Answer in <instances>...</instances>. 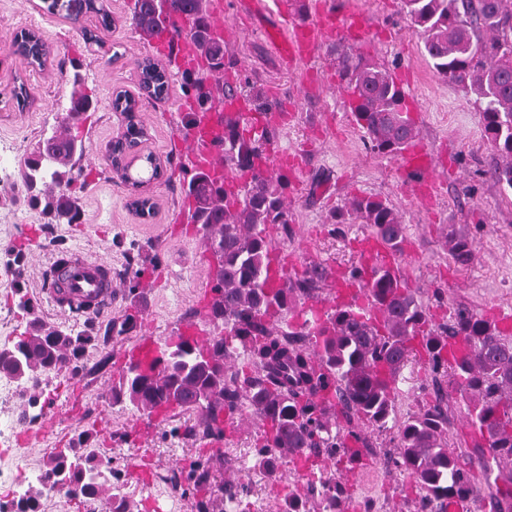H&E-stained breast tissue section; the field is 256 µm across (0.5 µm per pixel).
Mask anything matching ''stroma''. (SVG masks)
Listing matches in <instances>:
<instances>
[{
	"instance_id": "35a3bbf8",
	"label": "stroma",
	"mask_w": 512,
	"mask_h": 512,
	"mask_svg": "<svg viewBox=\"0 0 512 512\" xmlns=\"http://www.w3.org/2000/svg\"><path fill=\"white\" fill-rule=\"evenodd\" d=\"M227 65L220 81L233 87L261 91L273 111L292 109L278 126L275 150L300 154L302 170L293 172L288 189L292 222L287 230L271 229L276 253L288 261L290 273L317 263L329 271L348 270L360 259L359 240L369 234L362 224H333L332 211L355 197H376L398 212L407 226L404 275L428 306L432 324L450 322L466 308L487 316L493 309L512 310V190L494 183L487 173L490 146L481 106L474 95L440 77L423 54L420 34L411 28L401 0H355L368 15L370 27L356 42L327 40L309 64L316 83H306L300 70L285 69L263 35L274 26L275 12L260 15L245 10L244 0H223ZM70 0H0V180L16 175L18 163L34 146L43 126L61 124L72 90L71 73H79L93 106L83 120L67 127L68 135L85 146L83 170L69 187L80 204L74 224H51L40 210L21 202L0 200V347L12 344L25 330V316L15 305L14 288L23 284L40 315L61 328L88 331L98 339L79 374L62 371L47 387L51 405L29 429L42 438L19 446L14 433L4 462L17 477L42 467L48 449L68 447L81 430L95 433V447L112 456L119 471L107 491L95 501L96 512H110L113 499H125L129 512H198L210 490H195L189 480L194 465L209 466L226 481H243L247 495L235 502L215 501L214 512H277L289 492L305 488L320 473L284 461L270 479L244 464L260 437L257 422L238 417L222 440L190 433L198 414L179 415L160 424L131 405L110 402L126 360L136 341L150 336L163 341L192 319L209 290L208 259L198 225L188 223L189 203L181 192L179 164L190 148L183 140L181 117L194 100L173 77L160 101L142 100L139 116L147 129L144 152L171 159L165 179L154 182L150 194L154 211L141 217L130 206L128 187L112 173L107 148L124 130L121 113L110 102L120 91L138 93L139 62L150 57L166 63L167 54L144 40L131 24L133 0H106L114 24L98 28L94 13H72ZM94 30L97 43H85L82 30ZM23 30L37 33L49 55L44 68L30 67L13 53L11 41ZM360 56L389 72L408 75L401 87L418 129V138L440 165L433 177L440 193L432 204L418 202L411 191L415 177L403 171L397 157L370 149L347 105L338 58ZM65 72H58V60ZM23 81L30 93L27 107H18L10 91ZM469 238L475 249L470 266L457 265L445 244L447 236ZM77 250L111 264L117 294L111 309L85 317L50 307L41 295L49 262L58 251ZM23 255L14 266L12 254ZM142 270V292L129 291L135 270ZM137 313L133 332L119 336L112 324ZM395 400L397 421H405L434 397L432 376L424 362L409 364ZM466 402L457 394L448 399V444L471 473L479 496L473 512H512L505 500L512 488V469L498 476L486 472L487 449L478 447L465 418ZM391 432L376 433L364 449V464L344 474L349 496L345 512H417L419 493L408 475L383 464ZM179 479L166 485L159 474Z\"/></svg>"
}]
</instances>
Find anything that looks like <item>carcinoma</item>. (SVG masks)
Returning <instances> with one entry per match:
<instances>
[{"instance_id":"cac0c4a2","label":"carcinoma","mask_w":512,"mask_h":512,"mask_svg":"<svg viewBox=\"0 0 512 512\" xmlns=\"http://www.w3.org/2000/svg\"><path fill=\"white\" fill-rule=\"evenodd\" d=\"M210 0H134L132 25L151 38L175 14L190 20L187 38L205 64L180 71L196 110L182 116L183 130L205 128L216 101L213 80L224 72V39L215 36ZM403 11L423 36L424 54L443 78L474 94L482 106L484 130L491 145L487 173L512 189V0H402ZM98 23L112 27L104 4L85 0ZM15 52L31 65L44 66L47 48L33 32L20 34ZM140 87L154 99L167 95L168 68L146 57L139 64ZM340 77L350 93V110L372 150L398 155L417 136L403 106L404 93L390 73L361 57H340ZM227 102L244 101L249 110L268 115L271 104L258 90L223 91ZM93 106L82 90L73 92L65 121L75 124ZM112 109L128 115L124 136L137 144L144 125L138 102L119 92ZM219 130L205 143L224 174L200 167L192 158L181 165L187 179L182 190L193 200L189 222L200 225L206 250L216 258L209 266L210 300L196 311L220 332L203 343L180 338L160 346L150 365L128 363L114 403L166 421L169 413H201L202 431L220 437L246 411L263 428L253 450L252 468L270 477L285 458L317 468L324 459L341 463L350 453L370 447L358 425L391 429L398 384L406 366L424 356L434 375L435 400L397 426L393 448L383 462L404 471L420 491L418 512H442L452 498H475L478 489L458 455L448 448V397H469L468 422L478 430L493 464L512 462V338L481 316L458 310L448 324L429 325L426 307L407 281L389 268L350 270L349 277L370 291L374 313L349 308L326 314L297 305L318 298L327 269L313 264L304 273L279 283L271 273L270 228L288 232V177L269 164L276 138L267 121L242 124L241 115L225 114ZM83 143L59 128L41 132L36 148L18 164L17 177L0 188L10 200L41 209L50 224H73L79 203L62 187L82 172ZM160 159L143 153L124 164V175L142 185L158 179ZM333 224H365L370 235L390 250H404L407 227L385 201L356 197L330 215ZM454 262L468 265L472 242L449 239ZM17 305L28 315L26 329L0 357V374L15 380L24 410L19 420L31 423L44 415L49 399L44 385L56 373L82 369L81 359L95 341L86 332L62 330L39 315L25 288L15 290ZM464 350L453 359L443 354L446 341ZM238 342L252 366L242 374L234 361ZM93 432L77 435L66 448L47 453L43 479L29 485L15 512H40L46 490L97 498L115 474L112 459L91 445ZM356 444L350 448L349 443ZM345 484L321 476L302 495L283 499L281 512H340Z\"/></svg>"}]
</instances>
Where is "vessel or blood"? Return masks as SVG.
<instances>
[{
	"instance_id": "b4317fda",
	"label": "vessel or blood",
	"mask_w": 512,
	"mask_h": 512,
	"mask_svg": "<svg viewBox=\"0 0 512 512\" xmlns=\"http://www.w3.org/2000/svg\"><path fill=\"white\" fill-rule=\"evenodd\" d=\"M367 29L366 17L353 7L339 8L334 0H316L308 18L282 19L279 25L268 28L266 35L281 59L293 68L313 58L329 38L339 35L353 40ZM399 164L403 170L422 174V186L436 190V181L428 176L434 159L419 141L408 143L399 156ZM363 262L369 267L383 266L396 272L402 269L401 256L372 237L366 241ZM44 293L54 308L96 314L112 303V267L82 252H72L64 262L50 264ZM325 306L364 311L373 308L368 290L352 281L340 284Z\"/></svg>"
}]
</instances>
